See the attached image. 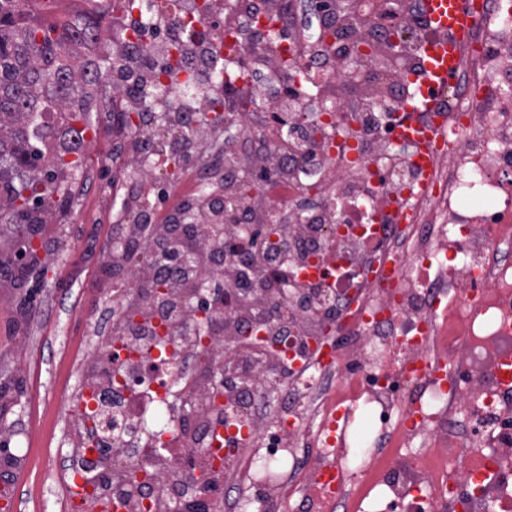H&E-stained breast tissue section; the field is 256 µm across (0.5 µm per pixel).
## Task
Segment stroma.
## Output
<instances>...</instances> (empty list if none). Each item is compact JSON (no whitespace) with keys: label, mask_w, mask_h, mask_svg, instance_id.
<instances>
[{"label":"stroma","mask_w":512,"mask_h":512,"mask_svg":"<svg viewBox=\"0 0 512 512\" xmlns=\"http://www.w3.org/2000/svg\"><path fill=\"white\" fill-rule=\"evenodd\" d=\"M111 182L112 146L105 143L86 154L84 172L76 183L78 196L63 223L44 225L40 234L30 238L16 225L0 223V256H12L21 244L31 243L37 269L33 279L0 283V290L9 297L0 305V376L13 375L17 366H26L30 360L38 362L36 371L22 375L23 394L0 425L14 432L30 423L37 434L36 446L27 463L0 477V486L36 483L47 448L59 437L56 409L44 404L36 410L32 403L68 380L70 369L60 361L62 345L83 336L89 321L98 316L95 288L104 274L101 256L111 231L104 214ZM33 281L40 289L38 303L24 315L20 305Z\"/></svg>","instance_id":"stroma-1"}]
</instances>
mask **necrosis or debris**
I'll return each mask as SVG.
<instances>
[{"instance_id":"necrosis-or-debris-1","label":"necrosis or debris","mask_w":512,"mask_h":512,"mask_svg":"<svg viewBox=\"0 0 512 512\" xmlns=\"http://www.w3.org/2000/svg\"><path fill=\"white\" fill-rule=\"evenodd\" d=\"M480 17L451 43L448 93L427 111L401 113L419 48L434 39L421 0H401L399 62L374 11L338 30L306 21L308 0H114L99 24L113 57L158 20L172 38L196 24L206 56L234 35L242 96L225 110L216 71L197 67L170 83L167 122L142 112L131 82L104 76L112 118L104 135L125 144L113 197L126 204L113 234L133 239L144 221L174 223L215 183L233 212L212 204L196 221L222 235L247 231L289 202L267 248L298 267L297 287L250 284L253 305L276 311L255 325L260 349L240 344L247 311L218 308L197 337L158 312L146 255L102 285L99 327L64 351L77 387L57 400L68 417L66 453L26 499L53 512H174L171 489L212 512H358L381 489L403 512H512V0H476ZM373 43L361 58L343 48ZM290 76L299 91L271 92L253 70ZM437 130L423 150L396 119ZM188 138L177 178L168 161ZM278 170L274 190L241 191L244 174ZM164 182L162 210L145 194ZM154 485L145 498L132 468Z\"/></svg>"}]
</instances>
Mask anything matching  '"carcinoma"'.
<instances>
[{
	"label": "carcinoma",
	"mask_w": 512,
	"mask_h": 512,
	"mask_svg": "<svg viewBox=\"0 0 512 512\" xmlns=\"http://www.w3.org/2000/svg\"><path fill=\"white\" fill-rule=\"evenodd\" d=\"M53 0H0V222L38 224L40 207L58 190V171L69 179L83 169V155L43 162L58 125L77 133L88 124L93 101L103 95L101 73L72 52L87 45L97 54L95 29L106 7L85 10L75 21L48 24Z\"/></svg>",
	"instance_id": "obj_1"
}]
</instances>
